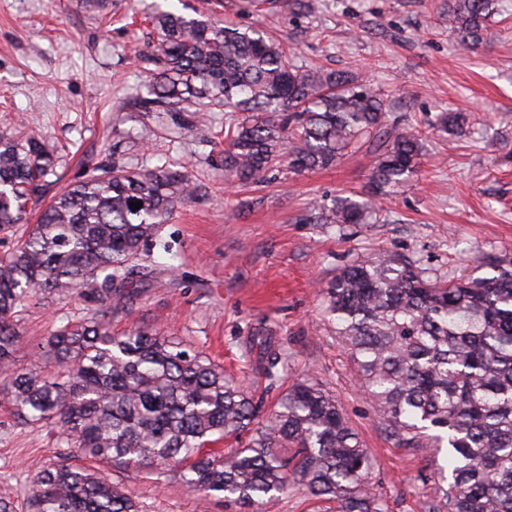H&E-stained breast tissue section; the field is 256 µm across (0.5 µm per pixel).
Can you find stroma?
<instances>
[{"label": "stroma", "instance_id": "35a3bbf8", "mask_svg": "<svg viewBox=\"0 0 512 512\" xmlns=\"http://www.w3.org/2000/svg\"><path fill=\"white\" fill-rule=\"evenodd\" d=\"M308 14L249 0H0V137L47 138L61 158L58 187L96 164L170 160L188 167L195 195L179 203L161 246L142 257L114 332L156 329L223 367L264 395L265 420L298 378L335 394L373 456L389 512H433L446 486L434 474L445 455L405 447L355 384L350 358L325 313L326 289L345 266L368 255L415 261L448 280L489 275L487 259H512V0H497L494 39L461 50L448 32V0H316ZM189 6L226 24L265 29L295 62L356 72L384 99L389 123L415 133L422 168L382 199L373 224H312L305 216L336 196L367 192L373 155L349 152L336 166L259 182L224 172L230 115L212 113L204 133L184 112L141 111L142 60L156 6ZM467 116V133L432 129L441 110ZM92 295L37 294L21 314L14 362L38 361L49 332L98 314ZM282 362L273 379L257 373L261 337ZM57 428L25 425L0 395V497L27 512L30 480L67 453ZM140 512H230L223 500L188 490L178 468L109 470Z\"/></svg>", "mask_w": 512, "mask_h": 512}]
</instances>
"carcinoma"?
<instances>
[{
    "instance_id": "cac0c4a2",
    "label": "carcinoma",
    "mask_w": 512,
    "mask_h": 512,
    "mask_svg": "<svg viewBox=\"0 0 512 512\" xmlns=\"http://www.w3.org/2000/svg\"><path fill=\"white\" fill-rule=\"evenodd\" d=\"M493 14V0H454L448 30L472 50L492 39ZM152 24L142 111L188 112L190 131L218 107L247 113L224 149V171L241 181L282 161L294 171L327 167L379 137L371 197L319 204L315 223L365 224L381 198L419 172L421 139L386 124L381 95L355 76L296 65L262 30L199 12L158 8ZM464 123L442 112L434 127L454 135ZM58 164L40 135L0 138L1 232L25 223ZM193 192L188 172L170 164L97 166L43 205L29 234L0 255V392L22 422L59 425L67 447L95 462L63 457L39 471L31 512H138L101 464H181L186 487L234 512H263L292 485L322 504L317 512H387L374 460L329 390L295 381L246 447L222 452L215 445L253 423L252 395L173 336L112 332L106 315L141 274L138 256L160 244L175 204ZM490 269L447 282L411 261L370 255L327 289L336 336L391 433L412 448L448 450V465L436 470L451 479L448 512H512V262ZM83 290L105 310L49 333L42 356L56 373L13 368L19 316L33 294ZM280 363L264 342L256 370L270 379Z\"/></svg>"
}]
</instances>
